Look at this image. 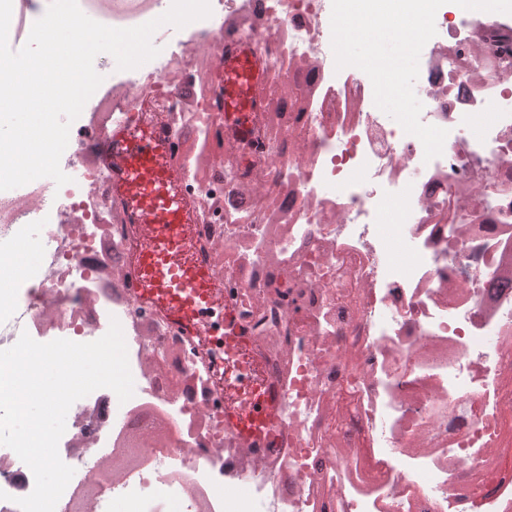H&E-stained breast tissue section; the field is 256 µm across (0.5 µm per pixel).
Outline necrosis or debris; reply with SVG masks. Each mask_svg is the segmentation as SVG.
Returning <instances> with one entry per match:
<instances>
[{"label":"necrosis or debris","instance_id":"1","mask_svg":"<svg viewBox=\"0 0 512 512\" xmlns=\"http://www.w3.org/2000/svg\"><path fill=\"white\" fill-rule=\"evenodd\" d=\"M153 68L113 71L85 104L66 155L72 180L0 191V288L23 270L24 225L40 229L38 283L12 322L43 341L124 333L134 395L102 388L68 411L61 460L94 494L79 512H512V18L436 17L414 87L443 153L378 112L369 78L336 69L332 0H210ZM118 28L171 0L113 9ZM251 43L269 68L252 131L214 106L224 56ZM484 116L478 133L467 124ZM153 124L202 246L251 346L202 351L151 306L130 274L136 237L111 203L92 144ZM410 244L404 262L391 247ZM269 379L283 413L258 443L224 429V393ZM34 478L0 449V512Z\"/></svg>","mask_w":512,"mask_h":512}]
</instances>
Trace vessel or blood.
Returning <instances> with one entry per match:
<instances>
[{
  "label": "vessel or blood",
  "mask_w": 512,
  "mask_h": 512,
  "mask_svg": "<svg viewBox=\"0 0 512 512\" xmlns=\"http://www.w3.org/2000/svg\"><path fill=\"white\" fill-rule=\"evenodd\" d=\"M267 73V65L249 49L224 57V82L218 93L225 120L241 132H248L249 116L260 106L254 89ZM168 143L162 130H147L134 139L122 125L96 144L113 199L122 205L129 223L140 225L148 240L137 248L131 265L136 293L188 336L218 335L228 349L247 344V336L231 324L229 307L217 303L218 293L204 257L190 264L178 258L179 235L185 225L193 223L194 209L190 201L172 194L179 174L163 160ZM279 423V389L272 383L261 390L248 414L224 416L226 430L254 441L270 437Z\"/></svg>",
  "instance_id": "vessel-or-blood-1"
}]
</instances>
